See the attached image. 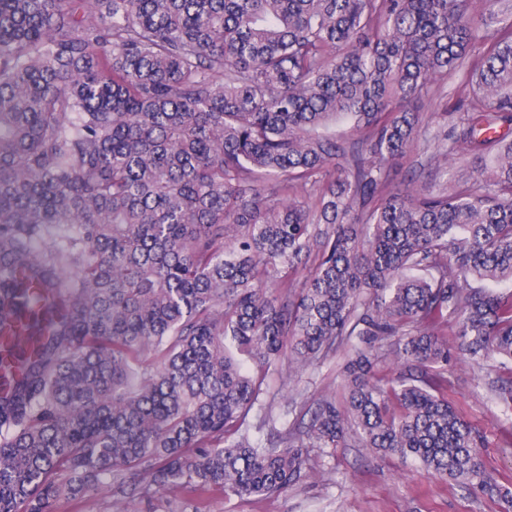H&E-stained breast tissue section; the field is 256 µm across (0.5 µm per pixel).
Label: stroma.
Masks as SVG:
<instances>
[{"mask_svg":"<svg viewBox=\"0 0 512 512\" xmlns=\"http://www.w3.org/2000/svg\"><path fill=\"white\" fill-rule=\"evenodd\" d=\"M458 94L448 90L428 97L420 106L426 132L411 151L388 168L389 187L403 189L408 181L432 183L437 168L438 132L447 125L443 111L455 108ZM358 339H350L335 355L300 371L293 379V405L275 400L277 429L299 427L303 414L322 395L333 391L344 395L345 363ZM497 376L496 360L478 365L449 364L448 399L484 435L482 450L488 472L497 479L512 478V421L507 420L491 394ZM311 471L309 478L271 498L215 496L203 504V512H505L507 505L465 492L453 483L413 472L409 462L395 455L372 454L362 448H304Z\"/></svg>","mask_w":512,"mask_h":512,"instance_id":"stroma-1","label":"stroma"}]
</instances>
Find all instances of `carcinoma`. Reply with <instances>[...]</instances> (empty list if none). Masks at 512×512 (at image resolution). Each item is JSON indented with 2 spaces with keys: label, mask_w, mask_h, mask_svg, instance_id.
<instances>
[{
  "label": "carcinoma",
  "mask_w": 512,
  "mask_h": 512,
  "mask_svg": "<svg viewBox=\"0 0 512 512\" xmlns=\"http://www.w3.org/2000/svg\"><path fill=\"white\" fill-rule=\"evenodd\" d=\"M456 78L441 157L469 175L389 190ZM511 133L512 0H0V512L268 497L307 442L503 497L441 335L501 359L511 409ZM345 336L396 337L400 369L361 351L342 404L253 437L244 362Z\"/></svg>",
  "instance_id": "obj_1"
}]
</instances>
